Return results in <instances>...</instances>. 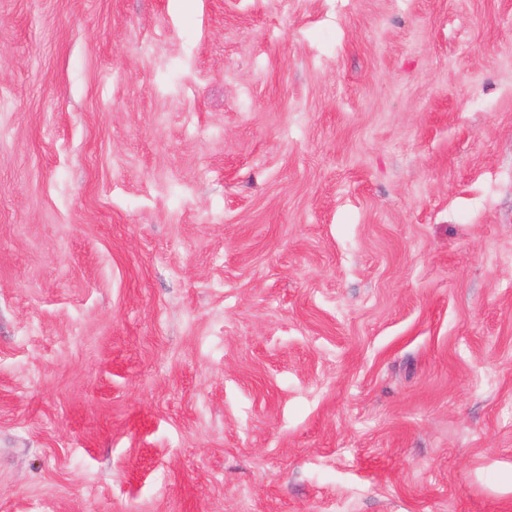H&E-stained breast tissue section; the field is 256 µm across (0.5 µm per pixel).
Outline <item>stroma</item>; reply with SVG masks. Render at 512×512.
Segmentation results:
<instances>
[{
  "label": "stroma",
  "instance_id": "obj_1",
  "mask_svg": "<svg viewBox=\"0 0 512 512\" xmlns=\"http://www.w3.org/2000/svg\"><path fill=\"white\" fill-rule=\"evenodd\" d=\"M0 512H512V0H0Z\"/></svg>",
  "mask_w": 512,
  "mask_h": 512
}]
</instances>
